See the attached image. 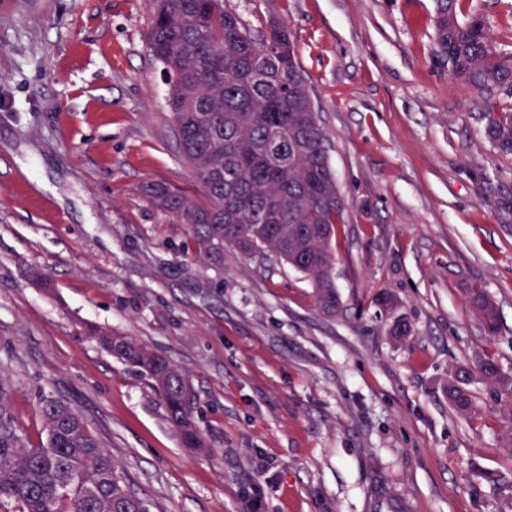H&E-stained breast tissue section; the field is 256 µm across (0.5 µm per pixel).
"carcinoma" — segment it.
Returning a JSON list of instances; mask_svg holds the SVG:
<instances>
[{
  "label": "carcinoma",
  "instance_id": "obj_1",
  "mask_svg": "<svg viewBox=\"0 0 512 512\" xmlns=\"http://www.w3.org/2000/svg\"><path fill=\"white\" fill-rule=\"evenodd\" d=\"M435 3L438 53L452 78L481 93L485 138L512 155V103L500 99L512 97V55L497 49L484 15L462 21L461 0ZM148 43L167 76L179 152L201 194L154 181L144 187L147 201L186 225L203 258L229 247L285 262L310 283L317 308L336 314L334 247L346 201L288 25L269 22L257 39L223 0H156ZM464 292L474 315L496 332L497 311L485 290ZM99 340L160 395L184 447H204L188 375L126 336L103 331ZM476 374L496 398L512 400V376L494 359L477 357L474 367L448 376V403L457 411L471 409L468 385ZM39 414L46 442L37 448L0 429V512H150L77 411L46 400Z\"/></svg>",
  "mask_w": 512,
  "mask_h": 512
}]
</instances>
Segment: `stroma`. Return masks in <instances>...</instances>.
I'll use <instances>...</instances> for the list:
<instances>
[{
  "mask_svg": "<svg viewBox=\"0 0 512 512\" xmlns=\"http://www.w3.org/2000/svg\"><path fill=\"white\" fill-rule=\"evenodd\" d=\"M224 4L293 33L346 200L339 311L285 263L203 260L145 201L152 181L200 191L148 50L155 0H0V423L36 447L41 402L71 406L151 512H512V403L476 378L465 416L444 392L478 356L512 373V156L436 55L434 0ZM468 8L512 53V0ZM96 327L188 373L204 449ZM468 303L474 315L484 324L489 333H495L498 329L497 311L494 303L483 288L472 286L465 288Z\"/></svg>",
  "mask_w": 512,
  "mask_h": 512,
  "instance_id": "stroma-1",
  "label": "stroma"
}]
</instances>
